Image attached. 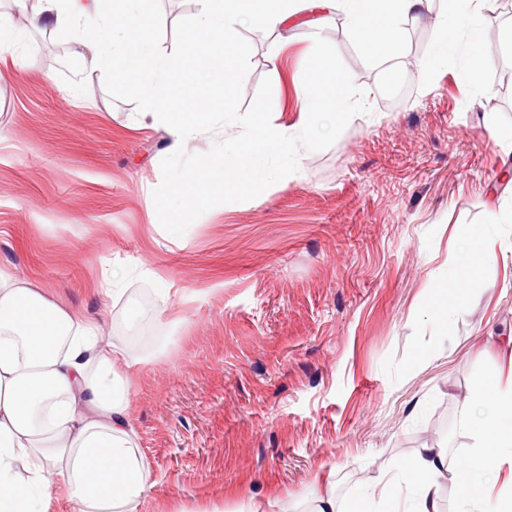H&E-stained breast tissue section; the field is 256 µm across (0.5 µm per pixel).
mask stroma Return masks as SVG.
I'll return each mask as SVG.
<instances>
[{"label":"stroma","mask_w":512,"mask_h":512,"mask_svg":"<svg viewBox=\"0 0 512 512\" xmlns=\"http://www.w3.org/2000/svg\"><path fill=\"white\" fill-rule=\"evenodd\" d=\"M156 48L179 46L198 0H151ZM444 0L403 25L402 51L371 55L337 13L276 32L240 25L252 45V101L272 83L273 123L299 119L305 63L322 35L372 112L299 172L257 198L218 205L179 237L160 225L153 190L164 130L141 126L140 101L82 78L64 36L28 29L0 57V268L96 324L106 343L149 322L157 344L130 349L131 425L152 489L140 512H310L317 472L336 474L350 512L385 500L383 477L418 449L449 463L472 440L461 415L512 340V48L492 38L512 10L483 11L485 35L443 30ZM489 64L473 82V50ZM277 66H270V55ZM434 61L432 89L421 65ZM80 83L76 97L62 87ZM484 226L505 260L441 333L429 306Z\"/></svg>","instance_id":"obj_1"}]
</instances>
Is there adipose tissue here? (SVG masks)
<instances>
[{"mask_svg": "<svg viewBox=\"0 0 512 512\" xmlns=\"http://www.w3.org/2000/svg\"><path fill=\"white\" fill-rule=\"evenodd\" d=\"M31 29L64 35L84 69L131 83L141 119L163 127L171 154L213 120L210 101L181 111L173 58L155 49V30L143 25V0H11ZM189 40L212 44L236 59L240 22L277 31L297 15L336 11L353 25L362 45L390 59L401 45V25L427 11L431 0H199ZM136 32L130 48L116 31ZM464 264L452 270L431 310L448 323V295L480 287L474 262L493 260L494 242L483 227L470 229ZM101 338L30 283L0 270V512H45L64 490L78 512H139L150 490L148 464L137 454L129 425L127 389L119 373L124 349L100 351ZM473 439L465 462L449 464L444 449H419L402 467L403 481L387 479L386 512H442L440 487L463 494L461 512H512V375L487 376L463 400Z\"/></svg>", "mask_w": 512, "mask_h": 512, "instance_id": "adipose-tissue-1", "label": "adipose tissue"}]
</instances>
